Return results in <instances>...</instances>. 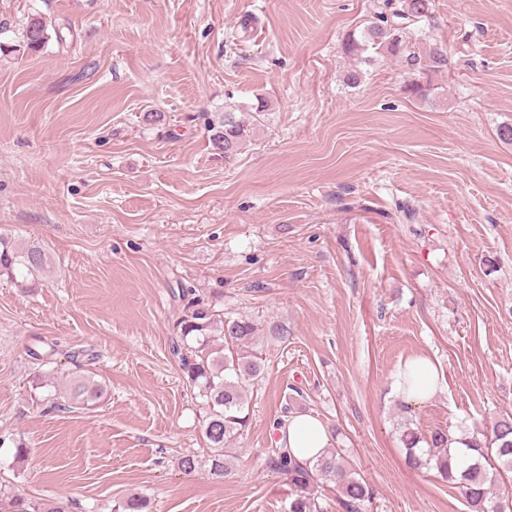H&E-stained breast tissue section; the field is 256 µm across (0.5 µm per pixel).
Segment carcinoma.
<instances>
[{"mask_svg": "<svg viewBox=\"0 0 512 512\" xmlns=\"http://www.w3.org/2000/svg\"><path fill=\"white\" fill-rule=\"evenodd\" d=\"M433 0H401L391 14L383 12L376 20L352 37L347 53L359 65L370 64L379 57L390 56L404 63L409 72L441 73L448 69V52L426 42V34L417 23L431 16ZM27 50L37 52L51 39L49 23L37 13L24 28ZM268 107L258 98L243 122L226 112L218 118L214 141L230 157L250 140L252 127L263 119ZM44 252L31 246L22 251L0 236V275L26 278L43 269ZM183 314L177 320V336L172 340L171 355L189 386L197 389L205 410L203 434L209 448L207 457L184 455L177 466L184 473L205 471L216 478L228 471V445L243 431L247 423L244 413L247 383L262 378L265 366L262 341L257 325L247 317H226L224 312L193 295L188 289ZM107 389L90 376L77 377L63 392V401L52 402L55 409L93 410L105 398ZM401 438L406 445L408 461L416 467L426 466L438 472L450 487L460 491L470 512H493L494 507L508 505L493 496L495 486L512 481V418L491 423L490 434L472 435L463 451V460L453 464L448 448V433L431 432L428 450L418 453L423 438L408 424H403ZM271 467L283 475L291 488L288 512H328L318 489L323 483L336 485L337 502L345 512H367L372 491L357 470L338 449L326 451L313 464L299 462L281 446L271 448ZM72 503L45 498H27L8 485L0 484V512H71ZM147 500L131 496L115 502L112 512H145Z\"/></svg>", "mask_w": 512, "mask_h": 512, "instance_id": "obj_1", "label": "carcinoma"}]
</instances>
